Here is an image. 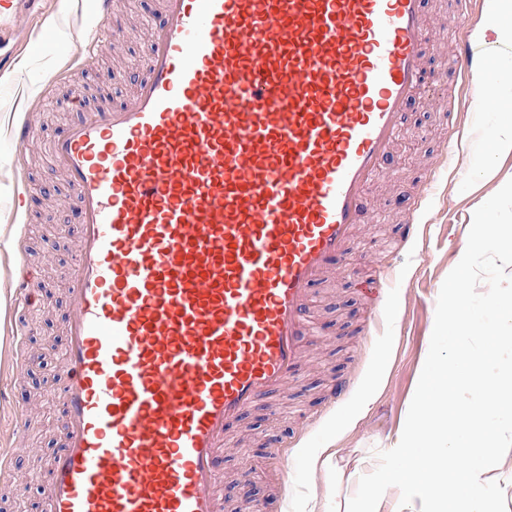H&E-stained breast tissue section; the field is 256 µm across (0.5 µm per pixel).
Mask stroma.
Segmentation results:
<instances>
[{
  "instance_id": "stroma-1",
  "label": "stroma",
  "mask_w": 512,
  "mask_h": 512,
  "mask_svg": "<svg viewBox=\"0 0 512 512\" xmlns=\"http://www.w3.org/2000/svg\"><path fill=\"white\" fill-rule=\"evenodd\" d=\"M112 24L121 33L119 53H105L99 66L84 71L66 64L70 45L84 18L77 6L61 0L60 25L41 52L21 49L16 72L23 90L34 94L51 71L60 76L52 93L33 113L34 138L20 148L5 138L14 102L12 84L0 85V385L15 396L0 401V448L14 449L18 464L0 476V512H41L48 489L49 464L63 436L58 387L64 379L63 325L74 308L68 272L77 252V220L69 207L70 187L62 176L45 180L51 164L49 144L81 113L70 96L82 85L92 106L111 107L131 99L144 74L148 33L160 21L159 0H114ZM429 31L436 65L453 55L448 42L455 28L476 39L478 48L493 47L496 60L512 59V43L496 40L484 18L489 0H470L456 13L452 0H427ZM498 106L461 100L455 128H448L443 101L421 98L411 106L396 148L399 164L370 193L371 217L360 225L350 245L352 267L334 268L313 288L307 317L314 329L305 368L283 395L260 401L232 423L228 448L219 458L223 477V512H346L361 475L378 465L404 426L427 356L437 299L443 281L461 259L475 210L496 187L512 180V148L488 156L485 130L512 125V71L497 75ZM24 169L38 197L28 213L27 239L14 238L17 222L13 198L17 169ZM433 182L423 211L419 237L400 245L403 201ZM26 252L38 269L39 307L33 332L22 352L8 334L10 272L17 252ZM393 265L394 293L389 312L376 315L356 293V279L376 275L380 264ZM356 384L341 402L330 400L340 378ZM24 407L19 428L11 421ZM33 482L16 495L15 478Z\"/></svg>"
}]
</instances>
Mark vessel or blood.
Returning <instances> with one entry per match:
<instances>
[{
	"mask_svg": "<svg viewBox=\"0 0 512 512\" xmlns=\"http://www.w3.org/2000/svg\"><path fill=\"white\" fill-rule=\"evenodd\" d=\"M113 0L73 52L95 69ZM424 0H162L129 103L51 145L79 250L64 443L43 512H222L230 421L300 370L312 287L347 263L427 71ZM492 54L455 40L459 74ZM31 100L9 127L25 146ZM34 276L16 263L13 308ZM386 308L384 276L361 283Z\"/></svg>",
	"mask_w": 512,
	"mask_h": 512,
	"instance_id": "vessel-or-blood-1",
	"label": "vessel or blood"
}]
</instances>
